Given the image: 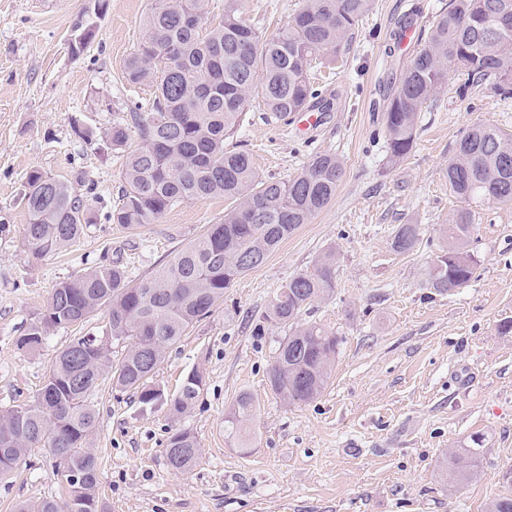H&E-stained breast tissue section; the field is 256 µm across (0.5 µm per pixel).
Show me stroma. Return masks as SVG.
Listing matches in <instances>:
<instances>
[{
    "label": "stroma",
    "instance_id": "obj_1",
    "mask_svg": "<svg viewBox=\"0 0 512 512\" xmlns=\"http://www.w3.org/2000/svg\"><path fill=\"white\" fill-rule=\"evenodd\" d=\"M448 0H374L337 64L311 71L334 108L319 125L273 118L247 105L232 143L248 151L261 177L297 175L318 153L338 155L344 175L329 205L300 225L265 264L226 290L213 314L172 348L152 378L175 393L186 376H204L192 409L172 419L105 380L92 403L97 493L106 512H485L506 492L512 470V204L474 205L469 251L477 276L445 294L427 288V269L446 246L448 217L462 203L445 170L464 133L478 123L512 133V97L471 91L457 75L420 112L412 152L387 161L385 107L401 71L422 47ZM302 0H242L264 37L275 36ZM149 0H0V411L31 403L59 350L78 331L55 330L34 351L16 340L59 282L120 262L139 278L165 264L223 219L221 198L182 203L159 223L124 228L105 215L121 198L122 160L102 136L151 90L128 84L122 66L138 46ZM95 36L79 56L74 27ZM94 134L82 138V131ZM68 182L90 204L93 222L71 245L35 257L27 247L20 190L31 169ZM420 227L415 249L394 252L398 225ZM336 251V288L307 314L340 339L325 390L291 405L273 393L268 370L283 330L259 329L260 316L289 277ZM257 412L248 452L224 435L240 393ZM190 430L202 452L174 473L165 448ZM485 437L479 477L448 488L437 460L473 433ZM49 452L27 450L0 482V512L60 498Z\"/></svg>",
    "mask_w": 512,
    "mask_h": 512
}]
</instances>
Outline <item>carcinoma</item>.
<instances>
[{
	"mask_svg": "<svg viewBox=\"0 0 512 512\" xmlns=\"http://www.w3.org/2000/svg\"><path fill=\"white\" fill-rule=\"evenodd\" d=\"M373 0H303L273 38L267 39L243 17L239 0H226L224 17L208 23L209 0H150L135 52L124 63L131 84L153 89L147 109L129 108L123 121L104 133L107 145L123 154L124 190L108 220L113 224H156L172 208L204 197L236 202L224 219L207 225L194 242L154 272L128 277L115 262L59 282L17 345L36 350L50 332L87 322L109 310L103 331L126 342L114 365L107 351L77 336L56 356L47 380L24 409L0 412V440L13 450L0 452V478L19 464L32 446L64 448L82 480L68 485L63 501L23 502L16 512H104L97 486L100 463L91 448L96 411L91 395L104 378L138 394L143 405H166L180 417L195 403L203 375L190 373L180 390L163 397L148 388L168 349L224 299L243 274L262 266L299 225L307 224L333 199L344 165L334 154H317L296 176L260 177L251 155L228 150L249 99L258 96L267 111L286 118L304 111L316 90L311 69L335 61ZM461 76L460 89L512 95V0H448L424 45L400 74L385 112L390 161L413 149L418 113L447 83ZM449 190L463 202L512 203V134L486 124L472 126L448 162ZM21 201L28 216L25 239L37 256L51 255L75 241L92 222L88 203L69 184L38 169L26 176ZM473 215L462 208L449 220L448 246L428 269L427 284L442 294L469 283L477 264L468 252ZM419 225L402 224L391 248L412 250ZM333 253L313 268L292 276L269 302L263 323L286 331L268 371L271 390L291 405L307 403L326 387L339 339L301 317L336 288ZM255 415L243 392L224 418L227 438L244 446ZM484 436L450 448L438 463L439 479L450 487L479 477ZM196 436L177 429L168 438V463L190 471L199 456ZM486 512H512V493L486 503Z\"/></svg>",
	"mask_w": 512,
	"mask_h": 512,
	"instance_id": "1",
	"label": "carcinoma"
}]
</instances>
